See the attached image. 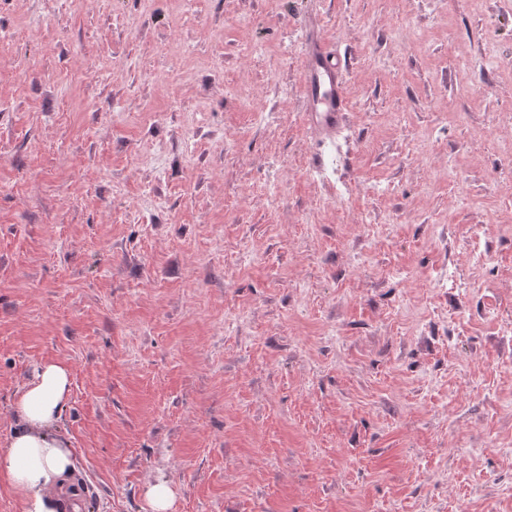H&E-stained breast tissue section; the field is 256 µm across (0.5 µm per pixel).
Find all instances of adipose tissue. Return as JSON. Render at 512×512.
<instances>
[{"instance_id":"ef3b65f1","label":"adipose tissue","mask_w":512,"mask_h":512,"mask_svg":"<svg viewBox=\"0 0 512 512\" xmlns=\"http://www.w3.org/2000/svg\"><path fill=\"white\" fill-rule=\"evenodd\" d=\"M71 376L60 363L38 367L15 402L22 428L0 459V480L19 497L23 512H60L57 492L68 486L74 472L70 444L56 433Z\"/></svg>"}]
</instances>
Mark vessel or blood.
Segmentation results:
<instances>
[{"label": "vessel or blood", "mask_w": 512, "mask_h": 512, "mask_svg": "<svg viewBox=\"0 0 512 512\" xmlns=\"http://www.w3.org/2000/svg\"><path fill=\"white\" fill-rule=\"evenodd\" d=\"M299 28L305 120L320 143H330L345 127L349 112L345 67L317 22L304 16Z\"/></svg>", "instance_id": "b4317fda"}]
</instances>
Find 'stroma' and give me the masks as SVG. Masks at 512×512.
I'll list each match as a JSON object with an SVG mask.
<instances>
[{"label": "stroma", "instance_id": "1", "mask_svg": "<svg viewBox=\"0 0 512 512\" xmlns=\"http://www.w3.org/2000/svg\"><path fill=\"white\" fill-rule=\"evenodd\" d=\"M50 362L80 512H512V0H0V457ZM300 54L304 69L303 112L320 144L333 142L349 112L344 71L336 49L317 22L301 16ZM145 497L151 512H172L174 493L166 482L159 481L149 485Z\"/></svg>", "mask_w": 512, "mask_h": 512}]
</instances>
